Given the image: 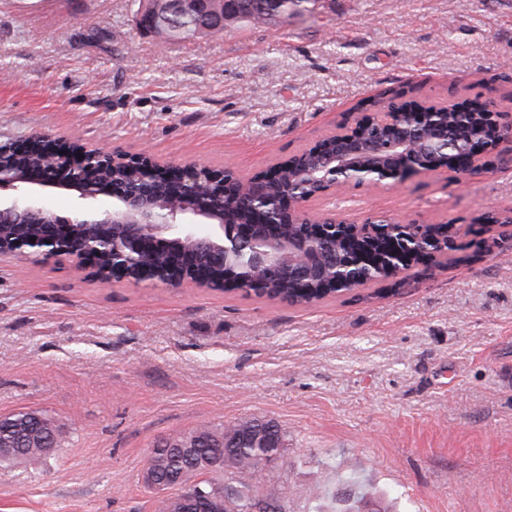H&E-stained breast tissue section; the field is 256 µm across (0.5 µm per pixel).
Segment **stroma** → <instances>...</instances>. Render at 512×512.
<instances>
[{
    "label": "stroma",
    "mask_w": 512,
    "mask_h": 512,
    "mask_svg": "<svg viewBox=\"0 0 512 512\" xmlns=\"http://www.w3.org/2000/svg\"><path fill=\"white\" fill-rule=\"evenodd\" d=\"M139 0H0V143L43 133L249 177L378 92L512 98V0H302L287 23L164 44ZM493 168L310 199L453 227L450 255L301 308L192 284L99 282L0 255V415L66 440L0 469V512H159L160 438L270 419L287 512H512V142Z\"/></svg>",
    "instance_id": "stroma-1"
}]
</instances>
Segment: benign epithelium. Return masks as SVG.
Masks as SVG:
<instances>
[{
  "mask_svg": "<svg viewBox=\"0 0 512 512\" xmlns=\"http://www.w3.org/2000/svg\"><path fill=\"white\" fill-rule=\"evenodd\" d=\"M141 24L154 33H189L194 29L211 25L224 26V15L211 12L209 0H169L164 11H150ZM465 113L475 112L484 117L479 136L470 138L465 148L451 151L426 143L421 149L422 159L415 164L407 159V139L391 140L378 144L375 150L382 154L381 161L366 164L359 158L362 133L374 121V113L360 112L348 129L340 134L336 144L318 142L314 152L322 158V168L314 181L321 186L319 193L326 194L346 187H395L405 179L434 171L435 164L464 155L468 158L463 171H481L476 158L496 154L499 145L512 140V122H500L501 113L511 104L490 101L480 105L459 104ZM398 111L385 113V120L395 123L402 118L409 126H421L431 120L434 113L425 104H397ZM44 135L33 137L29 148L18 152L0 146V192H22L31 185L53 187L73 191L83 206L69 217L48 213L43 207L20 201L17 196L0 199V226L16 225L24 228L32 220L39 221L42 235L30 241V235L17 234L11 245L0 242V254L10 253L26 259L38 253H64L70 256L76 267L87 270L100 281L122 279L139 285L145 281H157L158 271L137 260V257L155 252L162 246L176 255V259L164 272L163 283L177 285L192 277L198 286H211V266L204 256L224 257L229 253H247L248 264L253 271L252 286H263L268 275V265L291 270L294 273L309 271L316 254L326 252L332 236L367 235L375 239L393 242V262L398 264L409 256L418 261L430 260L443 253L450 242L448 232L435 231L426 224L397 217L374 215L360 222H325L307 214L305 201L281 194L275 210L284 224H302L303 233L284 242L273 236L256 232V228L241 224L224 223V211L212 205L189 202L190 186L204 182L211 195L224 199L237 196L247 189L254 191L281 176L282 163L273 164L265 173L243 178L224 171H216L194 161H187L173 170L160 167L149 155L130 157L103 148L89 149L77 141H63L54 150L41 146ZM53 156L58 162L48 169H18L20 162L33 153ZM120 163L137 171L139 184L144 188L156 187L160 195L126 189L112 184L95 191L88 186L89 180L104 169ZM178 178V188L172 190V178ZM100 195L113 199L110 211L98 213L86 204ZM191 217L218 227L214 235L198 236L187 228L184 219ZM56 224H67L78 229L72 237L61 238L53 233ZM112 249V259L101 268L102 247Z\"/></svg>",
  "mask_w": 512,
  "mask_h": 512,
  "instance_id": "1",
  "label": "benign epithelium"
}]
</instances>
